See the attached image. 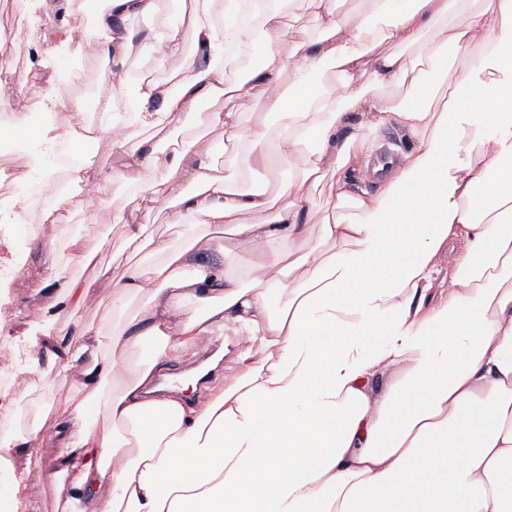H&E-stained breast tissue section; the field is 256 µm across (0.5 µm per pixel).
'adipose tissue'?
<instances>
[{"instance_id": "ef3b65f1", "label": "adipose tissue", "mask_w": 512, "mask_h": 512, "mask_svg": "<svg viewBox=\"0 0 512 512\" xmlns=\"http://www.w3.org/2000/svg\"><path fill=\"white\" fill-rule=\"evenodd\" d=\"M240 2L166 26L165 56L184 60L172 87L143 81L123 104H103L91 133L111 135L119 168L85 163L71 177L135 184L123 207L102 195L96 210L150 262L104 274L103 324L65 339L32 327L29 347L73 373L80 398L0 439V460L33 439L55 449L59 512H512V0H364L353 11L310 0L318 36L293 42L295 111L278 52L294 0H252L253 19ZM158 10L159 0H106L90 20L70 2L35 38L67 52L92 31L120 60L131 38L115 19ZM429 31L439 41L425 60L382 49ZM261 35L263 63L225 81ZM464 56L471 65H457ZM433 72L442 80L427 102L369 92ZM226 94L244 106L265 97L270 115L247 128L240 113L210 114L233 137L229 176L202 139L169 146L202 101ZM352 115L358 128L394 121L411 138L375 193L339 177L359 162ZM291 155L288 182L254 181L255 167ZM324 181L331 217L314 229L308 204ZM161 206L185 227L181 240L150 230ZM70 247L49 253L46 282L78 306L92 284L70 269L94 255L82 233ZM448 248V294L434 302ZM217 326L248 344L225 362L228 384L184 404L158 384L159 363L193 359Z\"/></svg>"}]
</instances>
